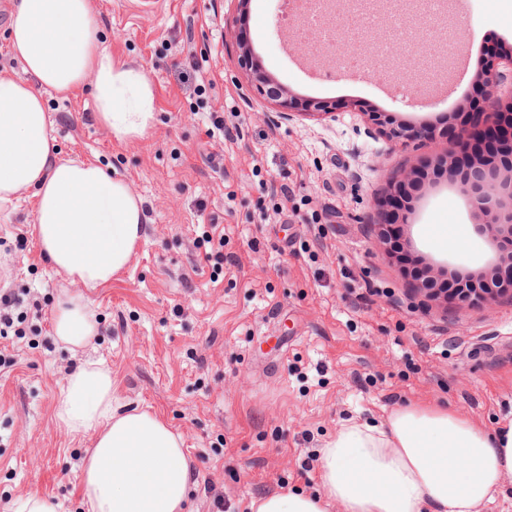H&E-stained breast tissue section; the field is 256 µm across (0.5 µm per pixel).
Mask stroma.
<instances>
[{"mask_svg": "<svg viewBox=\"0 0 512 512\" xmlns=\"http://www.w3.org/2000/svg\"><path fill=\"white\" fill-rule=\"evenodd\" d=\"M99 38L143 66L156 120L119 142L98 122L90 85L46 91L59 150L123 176L144 202V240L124 275L91 291L100 332L70 350L51 332L67 280L31 233L34 199L0 213V289L26 313L23 337L0 338V512L31 492L79 512L80 461L90 439L53 419L67 374L85 361L112 368L122 407H151L179 431L195 469L191 512H247L253 498L319 490L318 450L350 419L382 423L412 403L446 404L494 430L512 420V299L447 303L411 287L379 237V204L392 173L458 159L453 140L403 146L367 131L377 111L444 127L467 108L441 100L415 76L404 96L369 71L317 76L288 45L283 0H251L254 61L295 96L327 102L328 115L282 120L254 92L233 27L236 0H91ZM452 17L461 42L440 43L418 19L409 56L446 58L485 39L512 47V0H471ZM205 58L203 73L193 60ZM221 107L234 138H208L204 106ZM480 218L444 178L421 180L400 242L431 274L476 276L494 255ZM224 230V266L194 260L200 225ZM469 228L452 243L449 233Z\"/></svg>", "mask_w": 512, "mask_h": 512, "instance_id": "35a3bbf8", "label": "stroma"}]
</instances>
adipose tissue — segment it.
<instances>
[{"label":"adipose tissue","mask_w":512,"mask_h":512,"mask_svg":"<svg viewBox=\"0 0 512 512\" xmlns=\"http://www.w3.org/2000/svg\"><path fill=\"white\" fill-rule=\"evenodd\" d=\"M10 50L35 82L0 72V209L33 194L41 254L78 286L57 300L53 332L78 350L99 333L88 293L127 270L144 206L98 160L60 156L42 92L91 84L98 121L121 142L152 129L154 94L142 66L100 43L90 0H15ZM53 418L92 438L81 512H187L194 466L182 435L149 410H121L107 363L69 374ZM318 472L320 493L288 489L251 500L250 512H331L336 503L343 512H483L512 475V421L488 431L446 408L410 404L380 425H343L320 449Z\"/></svg>","instance_id":"ef3b65f1"}]
</instances>
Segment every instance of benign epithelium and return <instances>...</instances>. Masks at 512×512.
Listing matches in <instances>:
<instances>
[{
    "instance_id": "7a95c632",
    "label": "benign epithelium",
    "mask_w": 512,
    "mask_h": 512,
    "mask_svg": "<svg viewBox=\"0 0 512 512\" xmlns=\"http://www.w3.org/2000/svg\"><path fill=\"white\" fill-rule=\"evenodd\" d=\"M248 5L249 0H237L235 39L241 51V64L249 72L251 87L278 106L281 119L314 113L331 114L330 107L302 100L257 71L245 36L244 17ZM500 59L512 66V49L505 52L498 46L489 47L487 63L479 75L484 87L481 107L469 111L470 118L460 121L457 127L459 143L470 154L464 164L454 161L448 165V176L460 185L469 205L482 217L479 228L491 237L495 256L488 272L476 278L453 273L440 281L429 276L413 280L417 290L429 296L442 293L445 299L453 302H467L487 295L512 297V103L502 104ZM368 117L380 131L400 143L435 133L432 127L398 122L385 112H370ZM412 184L413 177L409 174L391 186L384 202L382 238H387L389 226L409 212V186Z\"/></svg>"
}]
</instances>
